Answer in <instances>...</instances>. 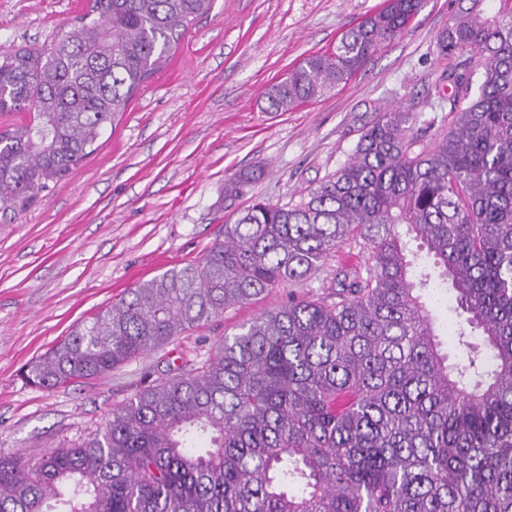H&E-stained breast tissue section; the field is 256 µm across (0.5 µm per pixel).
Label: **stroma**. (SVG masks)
<instances>
[{"instance_id":"35a3bbf8","label":"stroma","mask_w":512,"mask_h":512,"mask_svg":"<svg viewBox=\"0 0 512 512\" xmlns=\"http://www.w3.org/2000/svg\"><path fill=\"white\" fill-rule=\"evenodd\" d=\"M383 0H215L169 67L103 132L67 182L0 224V455L28 460L82 442L155 381L200 367L224 335L288 298L230 307L108 374L43 389L23 367L138 283L198 261L255 199L298 202L351 156L374 112L422 113L447 129L433 52L454 0H421L406 30L349 83L287 112L264 93ZM87 0H0V51L59 39ZM259 180L224 195L234 176Z\"/></svg>"}]
</instances>
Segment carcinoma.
Here are the masks:
<instances>
[{
  "label": "carcinoma",
  "mask_w": 512,
  "mask_h": 512,
  "mask_svg": "<svg viewBox=\"0 0 512 512\" xmlns=\"http://www.w3.org/2000/svg\"><path fill=\"white\" fill-rule=\"evenodd\" d=\"M214 2L88 0L58 41L0 53V112L23 115L0 128L1 224L93 154ZM419 7L387 0L273 84L268 110L347 84ZM433 52L449 111L432 144L422 115L375 113L299 202L240 211L201 259L78 324L25 379L105 375L344 245L364 262L139 390L80 444L0 455V512H512V0H457ZM446 287L466 314L452 362L423 301Z\"/></svg>",
  "instance_id": "obj_1"
}]
</instances>
